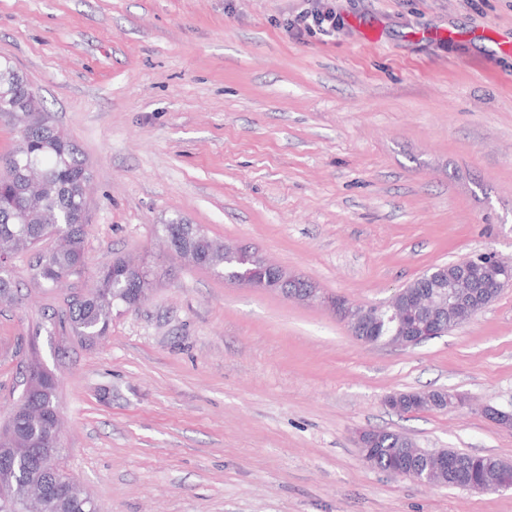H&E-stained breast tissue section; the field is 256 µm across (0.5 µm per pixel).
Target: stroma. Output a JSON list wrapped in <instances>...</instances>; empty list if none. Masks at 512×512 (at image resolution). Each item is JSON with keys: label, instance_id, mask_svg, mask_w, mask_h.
<instances>
[{"label": "stroma", "instance_id": "obj_1", "mask_svg": "<svg viewBox=\"0 0 512 512\" xmlns=\"http://www.w3.org/2000/svg\"><path fill=\"white\" fill-rule=\"evenodd\" d=\"M343 24L295 34L304 9ZM91 171L85 269L0 303V426L37 360L58 380L64 473L99 512H512V490L367 466L362 429L512 462V284L419 345L169 255L174 219L327 293L380 305L427 268L512 258V0H0V60ZM153 286L106 338L62 327L113 257ZM469 407L402 414L395 392ZM424 401L436 410L455 411L469 405L468 397L464 393L454 392L448 396V391L442 388L430 392Z\"/></svg>", "mask_w": 512, "mask_h": 512}]
</instances>
